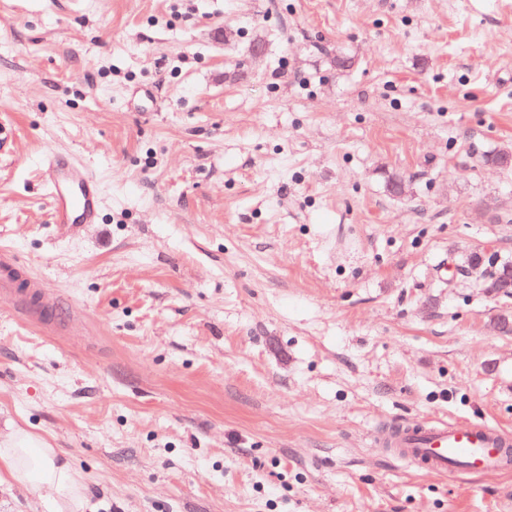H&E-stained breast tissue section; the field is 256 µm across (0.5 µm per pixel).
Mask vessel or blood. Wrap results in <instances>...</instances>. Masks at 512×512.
<instances>
[{
  "label": "vessel or blood",
  "mask_w": 512,
  "mask_h": 512,
  "mask_svg": "<svg viewBox=\"0 0 512 512\" xmlns=\"http://www.w3.org/2000/svg\"><path fill=\"white\" fill-rule=\"evenodd\" d=\"M42 179L50 189L53 221L57 224H93L98 220L99 184L89 168L69 156L48 153ZM17 260L0 250V293L8 295L14 309L27 308L31 300L15 280ZM379 445L392 456L425 471L443 474L505 473L512 470V434L500 428L469 421H439L429 425H394L378 435Z\"/></svg>",
  "instance_id": "b4317fda"
}]
</instances>
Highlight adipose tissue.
Returning <instances> with one entry per match:
<instances>
[{
  "mask_svg": "<svg viewBox=\"0 0 512 512\" xmlns=\"http://www.w3.org/2000/svg\"><path fill=\"white\" fill-rule=\"evenodd\" d=\"M36 490L63 491L55 512H78L82 506L80 478L58 457L56 449L26 436H16L0 448V482Z\"/></svg>",
  "mask_w": 512,
  "mask_h": 512,
  "instance_id": "obj_1",
  "label": "adipose tissue"
}]
</instances>
